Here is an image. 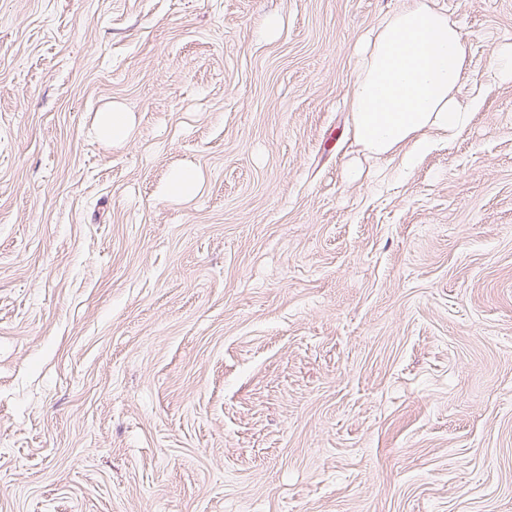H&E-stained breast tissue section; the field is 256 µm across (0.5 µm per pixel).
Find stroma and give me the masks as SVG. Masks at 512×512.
Instances as JSON below:
<instances>
[{
    "label": "stroma",
    "instance_id": "35a3bbf8",
    "mask_svg": "<svg viewBox=\"0 0 512 512\" xmlns=\"http://www.w3.org/2000/svg\"><path fill=\"white\" fill-rule=\"evenodd\" d=\"M404 2L0 0V512H512V0H425L409 169L349 100ZM467 51L447 15L421 1L406 3L368 37L349 95L357 140L370 157L402 152L410 165L430 147L427 132L450 140L466 129L470 111L455 91ZM488 71L495 79L512 77V50L494 49L489 58ZM130 117L127 112L119 107L108 104L99 110L95 136L100 140H123L129 134ZM199 178L196 171L185 169L174 174L167 194L171 197H184L193 194L198 186Z\"/></svg>",
    "mask_w": 512,
    "mask_h": 512
}]
</instances>
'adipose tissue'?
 Here are the masks:
<instances>
[{
  "label": "adipose tissue",
  "instance_id": "1",
  "mask_svg": "<svg viewBox=\"0 0 512 512\" xmlns=\"http://www.w3.org/2000/svg\"><path fill=\"white\" fill-rule=\"evenodd\" d=\"M467 51L461 31L424 0H407L368 37L350 98L357 140L370 157L399 153L409 164L432 136L451 139L466 129L469 109L455 91Z\"/></svg>",
  "mask_w": 512,
  "mask_h": 512
}]
</instances>
